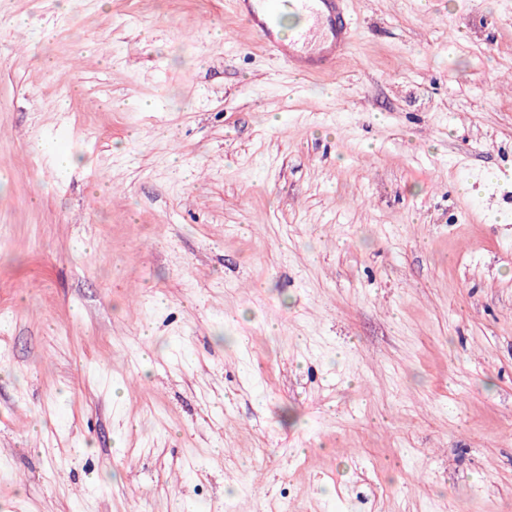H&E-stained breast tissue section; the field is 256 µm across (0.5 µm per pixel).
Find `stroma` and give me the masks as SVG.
I'll return each instance as SVG.
<instances>
[{
    "label": "stroma",
    "mask_w": 512,
    "mask_h": 512,
    "mask_svg": "<svg viewBox=\"0 0 512 512\" xmlns=\"http://www.w3.org/2000/svg\"><path fill=\"white\" fill-rule=\"evenodd\" d=\"M349 9L0 0V512H512V0ZM231 4L266 49L305 75L334 73L353 42L348 0H232ZM285 17L297 20L288 39L280 35Z\"/></svg>",
    "instance_id": "35a3bbf8"
}]
</instances>
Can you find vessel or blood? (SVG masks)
Masks as SVG:
<instances>
[{
  "label": "vessel or blood",
  "instance_id": "b4317fda",
  "mask_svg": "<svg viewBox=\"0 0 512 512\" xmlns=\"http://www.w3.org/2000/svg\"><path fill=\"white\" fill-rule=\"evenodd\" d=\"M231 4L266 49L305 75L334 73L353 42L348 0H231ZM286 17L296 24L285 39L280 24Z\"/></svg>",
  "mask_w": 512,
  "mask_h": 512
}]
</instances>
